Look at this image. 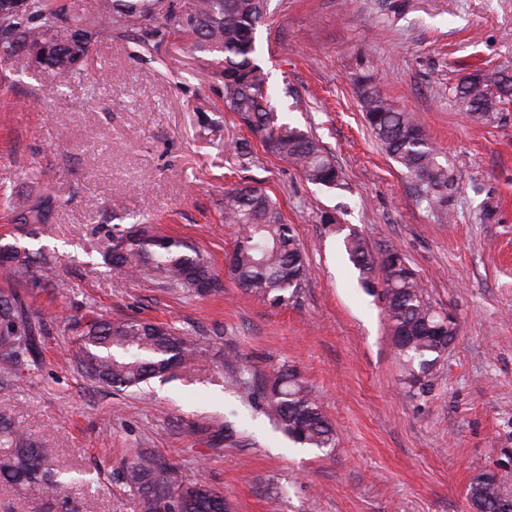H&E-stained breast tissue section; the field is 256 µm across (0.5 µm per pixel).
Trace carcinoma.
<instances>
[{
  "label": "carcinoma",
  "instance_id": "obj_1",
  "mask_svg": "<svg viewBox=\"0 0 512 512\" xmlns=\"http://www.w3.org/2000/svg\"><path fill=\"white\" fill-rule=\"evenodd\" d=\"M77 0H8L0 6V74L41 73L54 90L78 75L97 35L132 28L162 18L186 35L182 52L206 66L224 90V106L255 135L265 152L295 165L305 179L333 188L341 175L319 140L282 121L271 105L269 77L260 64L256 30L266 18L267 0H193L185 17L174 0H95L91 9H75ZM41 48L31 59V49ZM457 108L478 125L502 119L499 105L512 98V74L504 71L468 74L454 88ZM360 106L369 127L387 154L415 185L424 209L442 223L454 218L451 207L457 179L430 142L414 113L396 105L369 80L359 87ZM13 210L30 224L43 223L36 207L17 198ZM224 223L237 226L228 266L242 290L271 305H282L298 293L309 270L291 225L275 200L261 187L242 184L224 191ZM121 251L112 254L120 272L156 277L169 288L204 294L200 282L213 278L208 258L199 250L133 225L117 237ZM342 250L358 270V284L372 293L382 290L394 346L408 369L406 384L421 392L428 375L455 339V319L430 301L419 277L396 250L375 258L366 239L351 230ZM7 266L0 275L30 278L37 257L1 248ZM8 304L0 329V361L23 372L38 365L42 318L13 288L0 289ZM86 372L116 390L162 378L174 363L195 352L194 342L170 328L143 320H98L80 336ZM266 413L277 427L305 448L336 447V432L312 389L293 369H286L263 388ZM54 449L45 447L15 420L0 414V485L44 497L65 512H88L72 497L71 478L52 465ZM129 485L140 496L141 512H228L224 495L203 480L172 488L168 469L141 457L126 468ZM512 490V469L475 474L468 496H477L487 512Z\"/></svg>",
  "mask_w": 512,
  "mask_h": 512
}]
</instances>
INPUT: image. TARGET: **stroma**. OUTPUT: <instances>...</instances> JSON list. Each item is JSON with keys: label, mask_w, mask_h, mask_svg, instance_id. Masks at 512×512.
Instances as JSON below:
<instances>
[{"label": "stroma", "mask_w": 512, "mask_h": 512, "mask_svg": "<svg viewBox=\"0 0 512 512\" xmlns=\"http://www.w3.org/2000/svg\"><path fill=\"white\" fill-rule=\"evenodd\" d=\"M257 38L276 111L319 137L339 187L264 152L177 34L148 51L131 30L98 37L58 94L31 74L0 85V192L47 214L24 224L0 208V247L42 255L33 278L0 288L45 323L39 364L0 387V413L55 449L93 512H140L125 479L140 456L206 480L231 512H469L471 478L512 451V103L477 125L452 89L477 68L512 71V0H269ZM366 77L453 169V222L417 207L366 126ZM237 183L265 187L300 240L310 275L287 304L251 298L227 272L224 190ZM134 224L205 251L221 292L113 271L112 235ZM350 230L373 254L400 250L456 319L424 392L406 387L383 303L341 251ZM110 318L170 325L200 352L169 380L114 391L86 374L76 342ZM286 368L320 397L336 447L294 445L266 416L262 386Z\"/></svg>", "instance_id": "35a3bbf8"}]
</instances>
